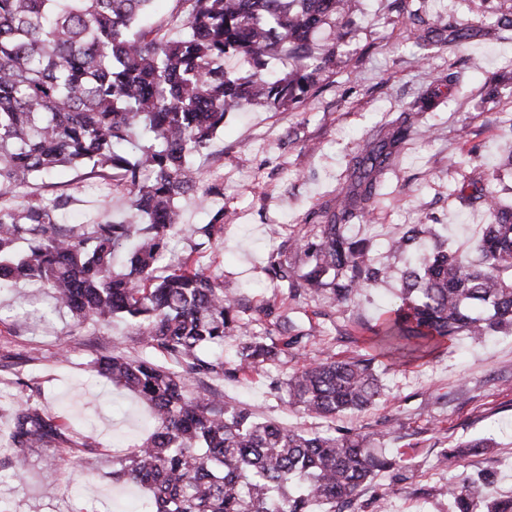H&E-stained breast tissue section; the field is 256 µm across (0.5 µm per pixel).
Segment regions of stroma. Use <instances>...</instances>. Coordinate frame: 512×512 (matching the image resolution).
Returning a JSON list of instances; mask_svg holds the SVG:
<instances>
[{"label": "stroma", "instance_id": "obj_1", "mask_svg": "<svg viewBox=\"0 0 512 512\" xmlns=\"http://www.w3.org/2000/svg\"><path fill=\"white\" fill-rule=\"evenodd\" d=\"M350 36L336 51V64L320 75L295 108L231 112L208 150L198 157L204 183L217 188L211 205L195 194L178 201L181 225L162 257L170 264L188 253L214 209L224 210V230L212 240L205 260L236 293L249 334L234 332L224 342L226 362L250 334H281L274 317L287 312L307 335L288 355L245 377L227 374L206 384L226 399L242 402L259 416L287 427L323 434L354 429L383 434L382 446L397 462L379 473L349 512H453L450 484L482 473L493 480L486 494L512 495V332L482 343L462 338L430 357L391 364L377 358L385 386L376 405L330 422L284 402L283 385L294 368L333 357L370 351L371 326L390 308L398 285L380 283L352 305L331 306L309 294L271 287L263 268L289 238L319 235L341 188L350 186L352 157L360 154L384 123L406 126L393 171L365 223L351 236L367 239L379 261L403 268L409 255L389 252L387 237L415 224H432L436 235L420 247H462L477 238L490 216L477 202L454 191L478 179L491 181L498 196L512 199V37L496 23L502 0H355ZM442 15L459 30L448 43L428 31L427 19ZM422 35L423 47L414 44ZM454 82L430 112L412 106L432 87ZM71 198L64 224H91L128 213L127 194L111 182L78 177L63 169L50 186L20 189L16 201ZM281 235L270 239L267 227ZM120 349L137 358L145 352L121 320L78 329L70 314L55 311L28 284L0 294V512H122L144 489L112 483L114 457L144 435L146 407L132 393L104 386L89 362ZM22 374L21 390L11 379ZM33 396L52 416L67 418L98 450L94 471L71 467L65 449L34 448L22 478H15L5 408ZM489 438L492 448L462 456L453 465L439 458L459 443Z\"/></svg>", "mask_w": 512, "mask_h": 512}]
</instances>
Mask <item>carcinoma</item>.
<instances>
[{"instance_id": "cac0c4a2", "label": "carcinoma", "mask_w": 512, "mask_h": 512, "mask_svg": "<svg viewBox=\"0 0 512 512\" xmlns=\"http://www.w3.org/2000/svg\"><path fill=\"white\" fill-rule=\"evenodd\" d=\"M155 2L0 0V197L61 167L85 168L126 190L137 217L64 229V194L0 204V288L37 283L80 328L122 317L143 346L177 365L119 352L92 360L99 376L151 409V434L112 461V482L148 491L146 512H336L395 464L373 447V436L305 434L191 386L199 375H224L223 356L210 351L247 327L223 278L202 262L206 244L224 231V210L199 228L201 242L176 266L159 262L179 224L178 199L202 183L195 158L224 128L225 115L301 103L336 63L352 0H178L181 10L169 20L181 29L176 39L150 21ZM324 26L331 43L318 48L313 36ZM279 52L290 67L271 74L267 58ZM230 55L249 59L253 71H227L220 61ZM397 142L376 131L355 159V191L337 200L320 235L292 240L307 264L278 257L265 268L276 287L320 294L333 305L398 281L399 302L372 329L374 345L394 362L429 356L458 336L482 340L512 329V206L493 192L459 190L460 199L481 202L493 216L471 251L436 250L401 272L347 233L380 195ZM430 233L432 225L418 224L387 248L411 251ZM298 340L256 337L239 350L233 371L253 373ZM373 361L327 357L302 365L285 382L288 405L326 418L368 408L381 396ZM10 415L19 463L31 448L68 445L69 462L94 465L91 445L39 404L28 399ZM488 447L486 439L462 443L442 462ZM490 480L480 474L449 487L456 512H512V496L483 500Z\"/></svg>"}]
</instances>
